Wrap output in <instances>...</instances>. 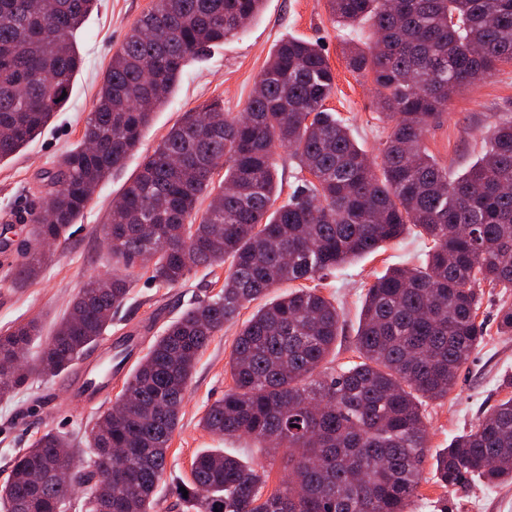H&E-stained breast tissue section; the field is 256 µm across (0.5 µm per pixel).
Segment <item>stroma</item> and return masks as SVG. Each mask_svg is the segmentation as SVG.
<instances>
[{"label":"stroma","mask_w":512,"mask_h":512,"mask_svg":"<svg viewBox=\"0 0 512 512\" xmlns=\"http://www.w3.org/2000/svg\"><path fill=\"white\" fill-rule=\"evenodd\" d=\"M152 0H100L76 36L82 59L69 102L26 148L0 161V330L37 320L42 338L52 336L73 297L88 277L107 274L112 258L103 247V227L112 202L183 112L204 101L220 99L230 115L243 112L260 74L280 40L295 36L318 43L336 76V92L327 106L346 121L359 145L373 161H380L382 144L391 124L380 113L369 77L351 72L342 49L347 40L363 43L372 38L368 27L340 26L330 16L326 0H265L258 17L241 33L213 46L184 68L169 101L154 113L140 143L124 167L97 187L92 200L70 225L67 240L49 252L40 277L32 284L15 285V271L26 237L24 221L44 204L43 176L56 170L63 155L80 141L102 77L113 52ZM512 110V64H500L490 77L454 94L447 111L431 126L424 144L436 162L452 176L461 175L480 156L483 131ZM427 245L413 234L389 243L376 253L357 259L325 275L319 282L324 296L334 299L341 330L331 355L333 367L355 360V340L364 295L375 276L395 265L424 262ZM224 266L191 271L179 285L157 284L148 272L136 270L135 282L123 306L112 318L104 340L137 336L140 350L163 327L197 302L216 294L224 283ZM478 320L484 339L461 367L448 397L426 402L424 414L432 452L446 448L456 436L470 430L512 387V334L499 332L497 314L512 307V288L479 290ZM229 323L212 337L200 354L179 423L171 439L164 478L155 494L153 512H184L176 489L191 479L195 455L206 448L262 462L249 438L220 440L199 424L213 403L221 400L233 381L227 362L242 320ZM75 370L46 378L30 374L12 397L0 400V484L16 454L51 429L64 435L84 433L97 416L120 396L124 380L117 377L101 400L83 402L74 394ZM409 512H512V483L490 486L475 479L451 490L437 481L432 464H424L417 496Z\"/></svg>","instance_id":"stroma-1"}]
</instances>
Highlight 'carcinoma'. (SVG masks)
<instances>
[{
  "mask_svg": "<svg viewBox=\"0 0 512 512\" xmlns=\"http://www.w3.org/2000/svg\"><path fill=\"white\" fill-rule=\"evenodd\" d=\"M264 0H154L112 54L82 143L46 173L47 202L29 219L22 282L66 239L93 189L122 168L183 69L235 36ZM98 0H0V160L30 143L69 101L80 57L75 33ZM342 25L369 24L374 40L345 51L369 75L393 122L381 172L326 102L335 75L318 44L291 38L268 59L244 120L218 99L182 114L112 207V265L142 264L162 285L231 259L224 287L170 321L85 439L43 432L0 485L4 512H65L76 489L84 512H152L196 360L211 336L283 283L288 293L244 322L228 361L233 386L201 419L219 438L248 437L283 456L268 489L262 464L205 450L185 485L186 512H407L428 453L421 410L448 396L482 339L476 288H512V116L455 179L424 135L454 92L512 63V0H327ZM90 141L93 148L84 147ZM295 160L300 185L280 206L275 150ZM224 179L214 183L218 169ZM208 205L198 213L201 199ZM429 241L425 262L393 267L368 288L357 360L328 366L340 316L315 281L410 230ZM132 280L91 276L45 343L33 370L55 377L98 347ZM36 321L0 333V398L22 386L21 357ZM441 486L469 477L512 481V396L435 456ZM117 471L118 481L105 474Z\"/></svg>",
  "mask_w": 512,
  "mask_h": 512,
  "instance_id": "obj_1",
  "label": "carcinoma"
}]
</instances>
